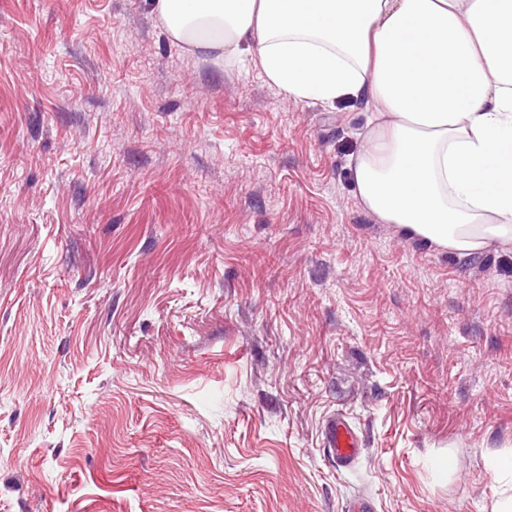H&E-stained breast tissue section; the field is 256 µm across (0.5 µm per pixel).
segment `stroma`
I'll return each mask as SVG.
<instances>
[{
  "mask_svg": "<svg viewBox=\"0 0 512 512\" xmlns=\"http://www.w3.org/2000/svg\"><path fill=\"white\" fill-rule=\"evenodd\" d=\"M365 121L148 0H0V512H491L512 249L379 223ZM328 441L337 468H349L358 460L362 442L342 417H336L328 428Z\"/></svg>",
  "mask_w": 512,
  "mask_h": 512,
  "instance_id": "stroma-1",
  "label": "stroma"
}]
</instances>
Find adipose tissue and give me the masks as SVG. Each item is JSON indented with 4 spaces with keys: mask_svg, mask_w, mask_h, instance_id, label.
<instances>
[{
    "mask_svg": "<svg viewBox=\"0 0 512 512\" xmlns=\"http://www.w3.org/2000/svg\"><path fill=\"white\" fill-rule=\"evenodd\" d=\"M169 40L288 99L362 103L352 167L385 224L461 257L512 246V0H152Z\"/></svg>",
    "mask_w": 512,
    "mask_h": 512,
    "instance_id": "ef3b65f1",
    "label": "adipose tissue"
}]
</instances>
